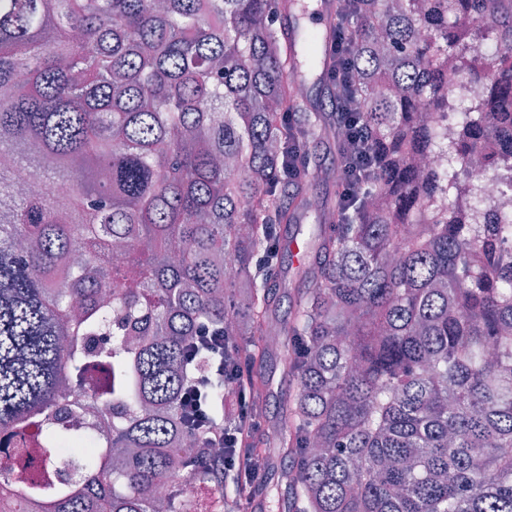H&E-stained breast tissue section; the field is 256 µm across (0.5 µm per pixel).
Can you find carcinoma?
Instances as JSON below:
<instances>
[{"label": "carcinoma", "instance_id": "1", "mask_svg": "<svg viewBox=\"0 0 512 512\" xmlns=\"http://www.w3.org/2000/svg\"><path fill=\"white\" fill-rule=\"evenodd\" d=\"M276 13L0 0V512H248L181 401L200 381L208 423L232 426L204 328L232 337L229 364L280 352L295 383L277 408L288 512H512V214L471 223L469 190L417 164L460 56L498 80L452 150L512 174V0L337 11L377 176L320 205L347 223L317 225L274 346L280 231L319 176L306 153L344 137L290 79L320 35L298 28L295 61ZM172 470L184 487L156 497Z\"/></svg>", "mask_w": 512, "mask_h": 512}]
</instances>
